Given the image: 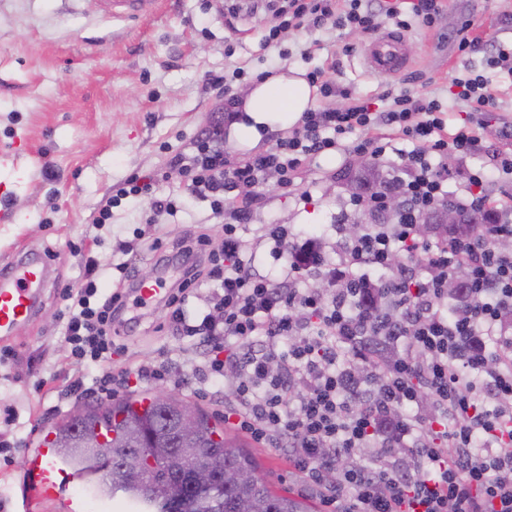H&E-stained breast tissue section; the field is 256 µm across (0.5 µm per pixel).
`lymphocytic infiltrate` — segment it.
Wrapping results in <instances>:
<instances>
[{
    "instance_id": "1",
    "label": "lymphocytic infiltrate",
    "mask_w": 512,
    "mask_h": 512,
    "mask_svg": "<svg viewBox=\"0 0 512 512\" xmlns=\"http://www.w3.org/2000/svg\"><path fill=\"white\" fill-rule=\"evenodd\" d=\"M442 0H413L411 19L380 0H231L229 13L271 12L264 36L279 21L301 27L376 30L380 18L431 26ZM211 84L224 97L222 113L199 130L174 161L190 196L211 199L224 216L221 252L193 234L166 252L148 245L166 265L183 270L164 307L171 328L201 336L210 347L212 376L234 377L224 417L254 441L285 448L294 468L323 485L340 512H512V224H486L477 237L429 243L418 221L441 206L448 164L477 152L482 116L494 105L486 78L454 77L456 96L471 109L466 124L449 128L439 100L407 93L388 110L345 92L347 106L303 112L288 135L268 150L230 160L224 129L242 117L225 77ZM413 142L397 178L408 207L394 224H373L330 255L323 238L298 240L284 224L251 227L256 197L224 210L226 193L275 179L290 187L308 161L328 154L382 159L387 132ZM356 141H348L351 133ZM272 260L255 264L257 251ZM470 272L464 301H448V278ZM321 286H312V279ZM140 280L128 262L111 267L83 260V276L63 291L69 300L63 331L76 377L72 390L112 394L131 381L165 378L166 365H114L112 320ZM494 351H487V344ZM363 448H405L415 468L378 456L357 463Z\"/></svg>"
}]
</instances>
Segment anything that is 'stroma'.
<instances>
[{"label": "stroma", "instance_id": "stroma-1", "mask_svg": "<svg viewBox=\"0 0 512 512\" xmlns=\"http://www.w3.org/2000/svg\"><path fill=\"white\" fill-rule=\"evenodd\" d=\"M272 23L264 13L230 16L224 0H164L161 11L142 22L105 18L101 0H0V200L7 202L0 211V262L11 260V248L20 240L31 252L53 258L37 317L12 336L9 354L0 356V441L11 446L0 456V512H65V499L80 498L85 488L77 481L61 498L34 503L21 489L42 431L98 401L97 395L70 391L59 292L80 275L73 243L98 233L104 239L96 250L100 262L154 267L152 256L137 251V233L150 215L152 234L164 242L198 226L211 250L221 248L222 219L198 198L173 217L153 213L150 198L126 199L114 208L110 225L99 230L92 225L110 187L130 175L163 174L161 193H182V177L169 158L215 117L220 101L209 76L245 67L247 77L233 86L239 96L251 75L320 68L326 80L372 100L381 111L389 106L383 97L388 90L437 98L449 126L456 127L468 108L450 93L451 80L473 71L487 78L497 107L484 115L482 148L458 163L446 184L448 194L465 201L468 172L491 167L494 153L512 152V140L500 134L503 122L512 121V75L488 65L492 45L512 44V0H444L443 17L434 27L416 22L406 30L407 66L385 75L369 73L362 64L372 33L291 28L267 47L262 36ZM464 26L475 43L462 52L455 34ZM342 171L341 157L325 154L291 189L264 184L254 223L321 233L335 245L339 224L361 213L351 203L354 189ZM123 242L129 252L119 251ZM143 312L136 326L116 323L125 349L114 355L115 364L165 363L172 369L166 391L223 417L228 388L206 374V358L195 340L170 331L163 309L147 306ZM9 408L16 414L12 426L4 422ZM239 440L272 489L308 498L314 512H330L282 450L244 434Z\"/></svg>", "mask_w": 512, "mask_h": 512}]
</instances>
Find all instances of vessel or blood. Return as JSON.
<instances>
[{
	"instance_id": "obj_1",
	"label": "vessel or blood",
	"mask_w": 512,
	"mask_h": 512,
	"mask_svg": "<svg viewBox=\"0 0 512 512\" xmlns=\"http://www.w3.org/2000/svg\"><path fill=\"white\" fill-rule=\"evenodd\" d=\"M158 0H103L102 11L130 21L151 18ZM404 36L392 32L374 39L364 50L365 66L375 74H390L403 68L407 59L403 52ZM49 261L30 252H19L0 267V340L5 341L31 323L42 304L45 286L50 279ZM72 480L56 449L40 443L33 452L25 476L28 500L37 501L59 496Z\"/></svg>"
}]
</instances>
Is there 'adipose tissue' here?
Instances as JSON below:
<instances>
[{
	"label": "adipose tissue",
	"instance_id": "ef3b65f1",
	"mask_svg": "<svg viewBox=\"0 0 512 512\" xmlns=\"http://www.w3.org/2000/svg\"><path fill=\"white\" fill-rule=\"evenodd\" d=\"M314 93L298 70L253 83L242 98V110L248 114L249 121L240 126V138H251L264 125L291 127L310 108Z\"/></svg>",
	"mask_w": 512,
	"mask_h": 512
}]
</instances>
